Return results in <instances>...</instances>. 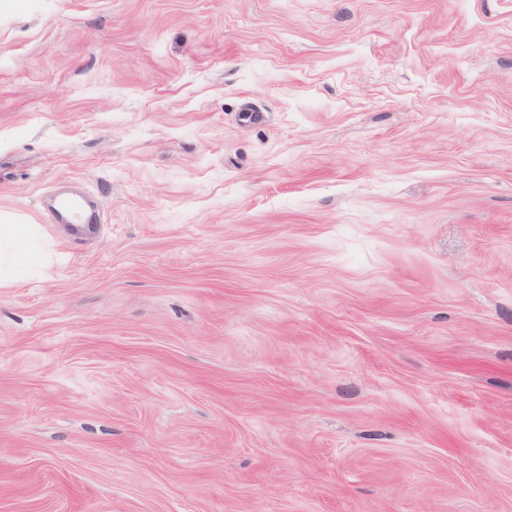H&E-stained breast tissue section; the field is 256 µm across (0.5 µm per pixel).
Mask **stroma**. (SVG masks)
I'll list each match as a JSON object with an SVG mask.
<instances>
[{"label": "stroma", "instance_id": "1", "mask_svg": "<svg viewBox=\"0 0 512 512\" xmlns=\"http://www.w3.org/2000/svg\"><path fill=\"white\" fill-rule=\"evenodd\" d=\"M0 512H512V0H0ZM18 224H0V281L6 280L4 268L11 279L15 273L31 268V252L35 250L31 230H23ZM5 247V248H4Z\"/></svg>", "mask_w": 512, "mask_h": 512}]
</instances>
